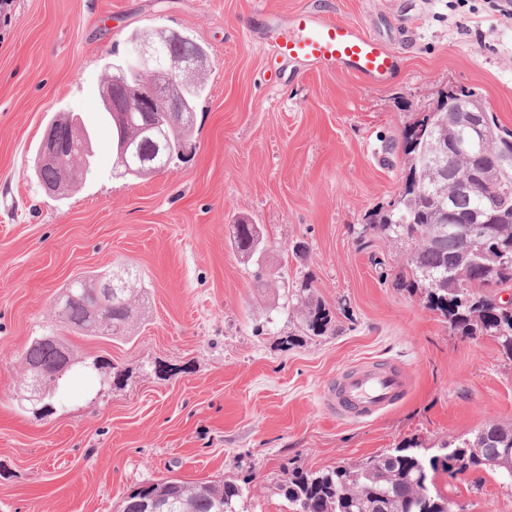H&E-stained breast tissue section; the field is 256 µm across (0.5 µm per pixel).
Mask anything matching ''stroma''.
<instances>
[{
  "label": "stroma",
  "mask_w": 512,
  "mask_h": 512,
  "mask_svg": "<svg viewBox=\"0 0 512 512\" xmlns=\"http://www.w3.org/2000/svg\"><path fill=\"white\" fill-rule=\"evenodd\" d=\"M495 0H12L0 22V512H121L164 477L241 485L239 512H289V470H321L416 440L427 448L512 425V361L455 334L423 289L395 279L410 252L364 231L404 191L405 126L448 87L474 91L512 129V18ZM303 8L379 37L400 60L386 86L276 56L267 14ZM176 30L207 51L206 91L181 159L144 180L112 176L99 115L106 62L133 30ZM81 118L93 156L45 193L36 150L57 113ZM264 230L290 288L310 282L326 332L301 333L277 292L256 293L228 224ZM125 261L149 286L133 338L68 333L53 301L75 274ZM67 336L123 373L66 379L50 415L19 407L31 337ZM408 375L390 409L351 419L326 395L372 362ZM466 512H512L494 475L439 477Z\"/></svg>",
  "instance_id": "obj_1"
}]
</instances>
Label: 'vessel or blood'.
<instances>
[{"instance_id":"vessel-or-blood-1","label":"vessel or blood","mask_w":512,"mask_h":512,"mask_svg":"<svg viewBox=\"0 0 512 512\" xmlns=\"http://www.w3.org/2000/svg\"><path fill=\"white\" fill-rule=\"evenodd\" d=\"M267 24L282 29L279 55L326 71L344 69L374 85L388 83L399 67L385 44L359 26L332 21L302 9L287 18L272 15ZM406 376L395 369L359 368L338 380L329 402L343 415L368 417L395 405L407 392Z\"/></svg>"}]
</instances>
